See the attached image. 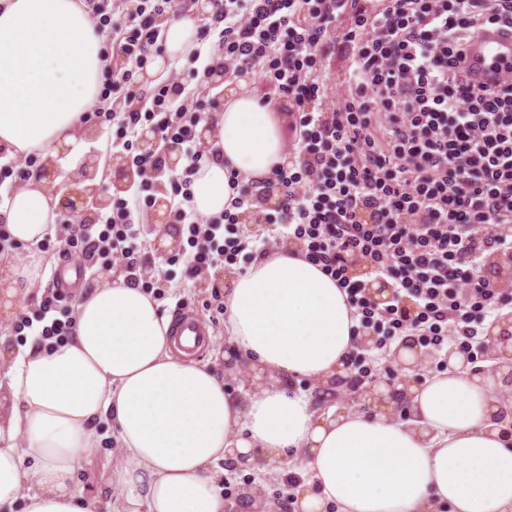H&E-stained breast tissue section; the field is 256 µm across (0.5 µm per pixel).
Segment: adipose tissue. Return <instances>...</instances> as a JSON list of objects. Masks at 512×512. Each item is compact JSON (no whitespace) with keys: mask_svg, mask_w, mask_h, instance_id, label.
Segmentation results:
<instances>
[{"mask_svg":"<svg viewBox=\"0 0 512 512\" xmlns=\"http://www.w3.org/2000/svg\"><path fill=\"white\" fill-rule=\"evenodd\" d=\"M204 15L165 27L164 52L194 48ZM80 0H0V146L54 163L87 125L109 62ZM220 148L192 183V205L218 216L235 192L229 170L262 178L283 162L281 119L229 90L203 130ZM39 172L0 207L9 241L39 244L57 202ZM68 341L0 350V512H97L77 486L98 423L113 421L147 512H229L220 461L258 470L303 463L292 512H512V438L491 384L462 363L409 397L410 418L321 412L298 377L330 384L356 339L346 295L319 266L289 253L257 260L226 293L224 327L257 390L239 399L206 366L172 350L155 301L124 276L80 299Z\"/></svg>","mask_w":512,"mask_h":512,"instance_id":"1","label":"adipose tissue"}]
</instances>
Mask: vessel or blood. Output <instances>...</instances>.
I'll return each mask as SVG.
<instances>
[{"mask_svg": "<svg viewBox=\"0 0 512 512\" xmlns=\"http://www.w3.org/2000/svg\"><path fill=\"white\" fill-rule=\"evenodd\" d=\"M466 75L472 85L490 88L512 75V32L485 26L463 45ZM175 348L190 358L201 357L209 348L212 334L209 323L193 310H176L170 318Z\"/></svg>", "mask_w": 512, "mask_h": 512, "instance_id": "vessel-or-blood-1", "label": "vessel or blood"}]
</instances>
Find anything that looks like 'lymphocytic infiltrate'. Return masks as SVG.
Returning a JSON list of instances; mask_svg holds the SVG:
<instances>
[{
    "instance_id": "f902f5d3",
    "label": "lymphocytic infiltrate",
    "mask_w": 512,
    "mask_h": 512,
    "mask_svg": "<svg viewBox=\"0 0 512 512\" xmlns=\"http://www.w3.org/2000/svg\"><path fill=\"white\" fill-rule=\"evenodd\" d=\"M96 30L112 48V69L90 114L113 158L134 174L128 195L149 185L182 196L175 220L186 233L185 274L250 263L280 249L320 265L347 295L359 324L381 351L394 339L417 337L440 355L447 343L477 357L487 318L512 306V77L493 90L471 87L463 43L483 25L512 30V0H211L221 29L218 56L192 79L258 76L288 101L293 143L285 161L260 179L241 182L217 217L191 208L190 176L204 158L191 132L204 118L182 85L153 87L148 108L140 71L157 42L163 17L182 0H85ZM351 46L343 90L325 79L330 43ZM151 126L161 143L183 145L188 178L173 183L162 151L141 149L135 133ZM278 226L279 247L252 245L243 220ZM147 229L127 198L98 210L94 222L58 225L59 254L120 262L128 283L149 270L139 253ZM498 269L485 274L487 265ZM388 288L376 301L370 285ZM48 289L35 319L41 339L64 340L75 319Z\"/></svg>"
}]
</instances>
